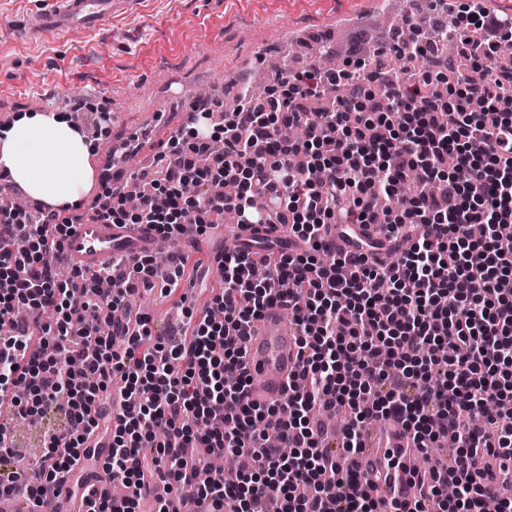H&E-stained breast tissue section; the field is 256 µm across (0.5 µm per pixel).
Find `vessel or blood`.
<instances>
[{"mask_svg": "<svg viewBox=\"0 0 512 512\" xmlns=\"http://www.w3.org/2000/svg\"><path fill=\"white\" fill-rule=\"evenodd\" d=\"M149 0H48L46 7L27 12L11 26L12 34L40 43L51 37L73 36L100 27L105 21L144 12ZM375 224H357L352 234L338 238L344 252L360 253L366 242L380 239ZM156 234L133 224H107L86 219L73 225L62 245L69 265L84 270L97 269L100 262L115 254L130 257L153 253ZM238 245L244 250L292 253L303 250L302 242L288 234L287 226L272 231L254 224L241 231ZM298 330L279 305L269 306L256 320L247 342L246 362L252 381V396L262 404L280 401L288 378L296 369Z\"/></svg>", "mask_w": 512, "mask_h": 512, "instance_id": "vessel-or-blood-1", "label": "vessel or blood"}]
</instances>
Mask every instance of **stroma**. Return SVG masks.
<instances>
[{"instance_id": "1", "label": "stroma", "mask_w": 512, "mask_h": 512, "mask_svg": "<svg viewBox=\"0 0 512 512\" xmlns=\"http://www.w3.org/2000/svg\"><path fill=\"white\" fill-rule=\"evenodd\" d=\"M382 0H151L141 15L112 20L97 30L40 44L0 35V115L51 112L80 106L84 117L108 105L112 127L95 139L96 153L137 127L158 122L144 154L166 152L181 135L184 102L205 89L220 101L235 91L246 69L287 66L268 52L286 33L326 35L329 26L380 11Z\"/></svg>"}]
</instances>
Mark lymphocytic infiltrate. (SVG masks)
Listing matches in <instances>:
<instances>
[{
    "instance_id": "lymphocytic-infiltrate-1",
    "label": "lymphocytic infiltrate",
    "mask_w": 512,
    "mask_h": 512,
    "mask_svg": "<svg viewBox=\"0 0 512 512\" xmlns=\"http://www.w3.org/2000/svg\"><path fill=\"white\" fill-rule=\"evenodd\" d=\"M453 24L462 38L448 73L429 19L410 14L352 68L277 71L263 102L244 98L223 123L194 105L188 147L136 174L138 223L172 238L231 210L242 224L287 225L309 249L219 254L224 287L176 343L153 338L127 302L149 284L152 256L63 280L73 219L44 204L0 220V400L24 419L63 401L68 418L25 479L0 425L1 499L35 503L63 486L79 512H168L149 493L158 480L205 512H443L453 486L458 512H485L486 485L512 460V415L484 412L512 400V295L496 289L512 275V246L497 238L512 223V66L479 80L472 71L512 41V15L463 0ZM287 125L305 138L282 139ZM412 176L420 190L408 205H379ZM332 224H382L387 243L407 248L380 268L336 252ZM470 224L485 225L483 239L468 237ZM276 302L298 328V364L287 401L262 405L246 340ZM116 381L133 400L117 412ZM339 405L351 416L336 450L311 417ZM370 417L400 425L418 450L446 441L456 455L425 473L385 456L416 492L380 502L379 473L356 462ZM101 444L125 495L69 481ZM224 454L241 463L231 487L212 465Z\"/></svg>"
}]
</instances>
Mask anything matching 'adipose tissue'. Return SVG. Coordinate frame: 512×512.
<instances>
[{
    "mask_svg": "<svg viewBox=\"0 0 512 512\" xmlns=\"http://www.w3.org/2000/svg\"><path fill=\"white\" fill-rule=\"evenodd\" d=\"M91 146L65 119L19 113L0 133V172L27 194L53 206L79 202L92 182Z\"/></svg>",
    "mask_w": 512,
    "mask_h": 512,
    "instance_id": "1",
    "label": "adipose tissue"
}]
</instances>
